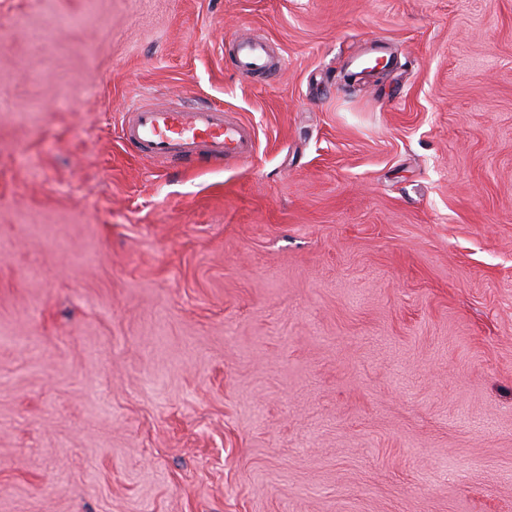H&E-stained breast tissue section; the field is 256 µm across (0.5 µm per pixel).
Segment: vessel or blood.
Listing matches in <instances>:
<instances>
[{
  "instance_id": "obj_1",
  "label": "vessel or blood",
  "mask_w": 512,
  "mask_h": 512,
  "mask_svg": "<svg viewBox=\"0 0 512 512\" xmlns=\"http://www.w3.org/2000/svg\"><path fill=\"white\" fill-rule=\"evenodd\" d=\"M234 67L244 77L262 79L275 73L268 42L244 33L233 44ZM122 138L140 157L188 162L205 157L217 168L230 160L247 159L255 149V131L231 119L222 108L151 101L129 112L121 125Z\"/></svg>"
}]
</instances>
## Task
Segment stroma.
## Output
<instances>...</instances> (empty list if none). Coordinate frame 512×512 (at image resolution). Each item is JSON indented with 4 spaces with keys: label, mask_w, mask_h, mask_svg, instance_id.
Wrapping results in <instances>:
<instances>
[{
    "label": "stroma",
    "mask_w": 512,
    "mask_h": 512,
    "mask_svg": "<svg viewBox=\"0 0 512 512\" xmlns=\"http://www.w3.org/2000/svg\"><path fill=\"white\" fill-rule=\"evenodd\" d=\"M0 512H512V0H0ZM232 57L236 72L244 77L262 79L277 71L268 42L248 33L236 37ZM121 131L124 143L137 155L163 162L202 156L217 168L225 161L247 159L255 149L251 125L206 103L146 102L128 112Z\"/></svg>",
    "instance_id": "stroma-1"
}]
</instances>
